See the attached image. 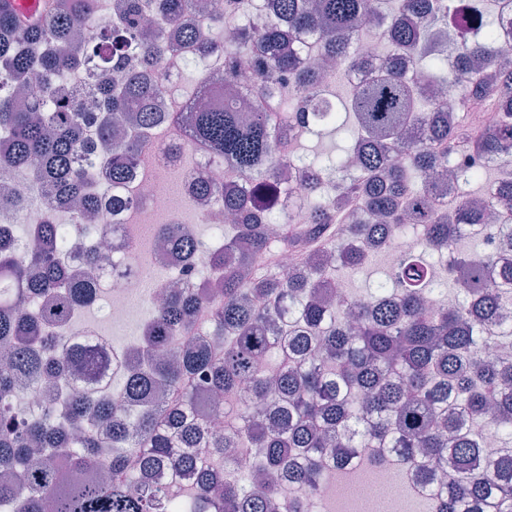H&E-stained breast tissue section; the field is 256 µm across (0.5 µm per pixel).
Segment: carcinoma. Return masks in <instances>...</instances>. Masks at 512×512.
Segmentation results:
<instances>
[{
	"label": "carcinoma",
	"mask_w": 512,
	"mask_h": 512,
	"mask_svg": "<svg viewBox=\"0 0 512 512\" xmlns=\"http://www.w3.org/2000/svg\"><path fill=\"white\" fill-rule=\"evenodd\" d=\"M480 33L466 26L455 0H267L264 13L236 25L253 0H223L207 18L210 38L186 18L200 0H50L45 13L20 17L0 0V173L32 178L58 206L97 215L102 199L87 169L102 163L109 180L130 176V161L147 130L185 124L192 143L206 147L245 186H224V245L212 246L181 229L166 242L202 277L166 294L145 325L137 362L129 365L116 399L80 390L75 381L97 377L108 364L98 348L64 347L62 330L98 300L89 274L72 268L67 238L46 214L28 225L30 245L0 228V504L12 512H170L166 483L189 479L191 512H312L324 468L361 465L360 448L397 456L424 482L431 512H512V440L484 450L483 427L512 436V350L494 357L486 345L512 339L496 327L507 318L512 293V177L496 178L487 197L465 190L480 168L461 173L457 199L437 200L438 170L465 143L478 155L512 165V57L500 56L499 30L512 21V0H488ZM112 17L94 43L81 28L98 11ZM371 16L388 45L385 73L351 87L345 97L322 86L312 67L289 49L309 34L323 56L344 67L363 59L353 50ZM196 51V87L217 102L176 115L155 100L158 73L177 45ZM224 54L222 77L207 69ZM248 69L260 90L252 110H238L214 82L234 83ZM85 69L89 86H58L69 71ZM481 80L498 123L471 138L448 120V100L437 86ZM94 121L98 139L84 142ZM296 125L321 137L350 135L336 157L275 158L274 130ZM293 171L305 193L308 223L279 222V249L302 254L332 233L326 252L332 274L359 270L382 253L394 225L409 218L429 250L395 258L371 299L336 289L324 297L322 263L294 276L279 268L257 274L271 243L262 224L266 194ZM342 195L384 218L375 224H338L332 195ZM471 225L496 232L494 256L459 250ZM448 252L444 271L455 306L427 304L439 272L427 256ZM40 299L29 311L24 303ZM207 312V339L171 350L178 335L195 338ZM278 358L267 371L262 364ZM38 384L59 400L43 402L34 417L13 403L20 383ZM247 390L252 413L224 412V432L206 427L198 412L206 394ZM207 448L205 455L194 452ZM252 449V474L225 476L224 449ZM29 488L19 498L14 485Z\"/></svg>",
	"instance_id": "carcinoma-1"
}]
</instances>
